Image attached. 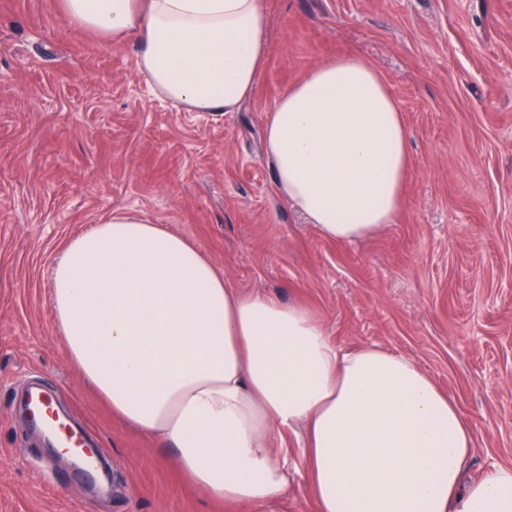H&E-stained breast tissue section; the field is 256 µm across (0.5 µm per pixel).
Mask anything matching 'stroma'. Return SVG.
<instances>
[{"label": "stroma", "mask_w": 512, "mask_h": 512, "mask_svg": "<svg viewBox=\"0 0 512 512\" xmlns=\"http://www.w3.org/2000/svg\"><path fill=\"white\" fill-rule=\"evenodd\" d=\"M269 57L239 111L177 110L140 47L68 26L61 0H0V512H240L186 483L71 363L52 269L117 211L196 244L242 292L307 306L338 346L429 373L471 421L464 478L512 465V0H266ZM347 53L386 78L410 168L392 224L324 238L277 192L264 126L278 92ZM48 392L112 462L98 490L22 416ZM259 512H318L298 431Z\"/></svg>", "instance_id": "35a3bbf8"}]
</instances>
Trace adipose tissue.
Here are the masks:
<instances>
[{
  "label": "adipose tissue",
  "mask_w": 512,
  "mask_h": 512,
  "mask_svg": "<svg viewBox=\"0 0 512 512\" xmlns=\"http://www.w3.org/2000/svg\"><path fill=\"white\" fill-rule=\"evenodd\" d=\"M69 26L140 47L154 91L235 112L267 62L264 0H62ZM279 195L329 240L392 223L410 164L385 77L346 55L281 90L264 129ZM51 302L68 356L185 481L240 507L288 485L304 424L318 512H512V466L464 482L469 420L415 362L335 345L305 306L244 294L184 237L116 212L66 245Z\"/></svg>",
  "instance_id": "1"
}]
</instances>
